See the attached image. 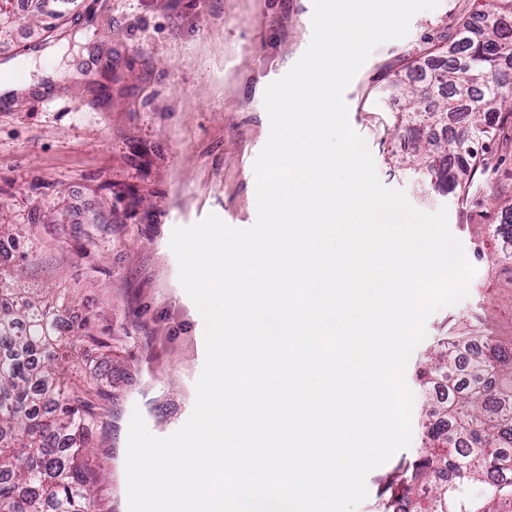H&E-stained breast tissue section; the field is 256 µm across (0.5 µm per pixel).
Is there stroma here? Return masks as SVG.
I'll return each mask as SVG.
<instances>
[{"label": "stroma", "mask_w": 512, "mask_h": 512, "mask_svg": "<svg viewBox=\"0 0 512 512\" xmlns=\"http://www.w3.org/2000/svg\"><path fill=\"white\" fill-rule=\"evenodd\" d=\"M61 0L60 29L26 0L0 39V65L22 49L65 47L76 75L47 79L7 98L0 110V224L18 238L19 283L62 296L67 320L88 322L71 376L101 417L91 461L102 479L98 512H128L129 421L140 410L150 432L178 430L194 406L204 358V322L178 281L169 247L174 227L214 213L246 228L256 219L253 163L269 135L266 86L307 48L313 0ZM477 0H441L414 16L409 35L379 46L346 93L353 129L366 141L380 182L404 190L423 211L448 209L451 232L475 274L467 296L425 323L426 338L449 328L512 341V302L488 257L499 238L488 196L512 197V151L497 139L483 178L489 193L459 201L393 136L399 101L392 76L425 89L432 65L451 56L463 17ZM417 345L404 378L414 394L412 441L367 478L357 512H384L385 487L425 446L421 418L435 399L421 387Z\"/></svg>", "instance_id": "35a3bbf8"}]
</instances>
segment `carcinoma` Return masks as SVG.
I'll return each instance as SVG.
<instances>
[{
	"mask_svg": "<svg viewBox=\"0 0 512 512\" xmlns=\"http://www.w3.org/2000/svg\"><path fill=\"white\" fill-rule=\"evenodd\" d=\"M490 19L479 32L457 31L461 56L431 74L443 99L429 109L430 94L399 87L403 97L397 131L408 133L428 172L445 175L448 191L464 192L488 159L476 146L498 135L504 106L512 108V28L496 23L512 0H479ZM464 112L466 126L431 154L424 127L436 112ZM502 220L503 244L493 260L511 274L512 200H493ZM87 326L73 327L58 303L26 296L18 270L0 268V512H96L97 471L89 448L76 446L96 414L79 393L65 389V365ZM420 377L453 379L465 390L437 399L424 424L426 451L400 472L402 512H512V344L472 331L443 340Z\"/></svg>",
	"mask_w": 512,
	"mask_h": 512,
	"instance_id": "obj_1",
	"label": "carcinoma"
}]
</instances>
